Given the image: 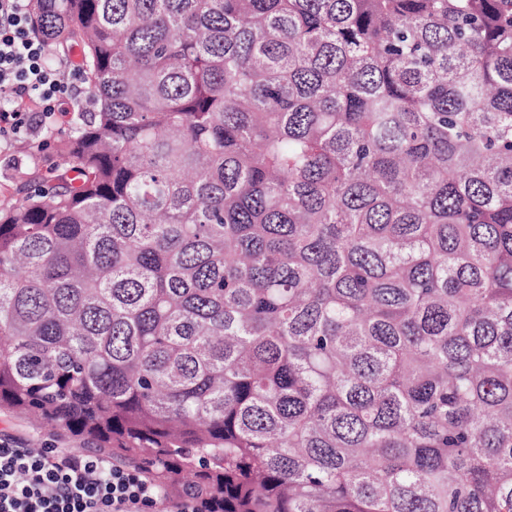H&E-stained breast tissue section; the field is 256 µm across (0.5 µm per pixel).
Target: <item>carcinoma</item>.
Returning <instances> with one entry per match:
<instances>
[{
    "label": "carcinoma",
    "instance_id": "obj_1",
    "mask_svg": "<svg viewBox=\"0 0 512 512\" xmlns=\"http://www.w3.org/2000/svg\"><path fill=\"white\" fill-rule=\"evenodd\" d=\"M93 109L0 212V407L201 512H512V0H33Z\"/></svg>",
    "mask_w": 512,
    "mask_h": 512
}]
</instances>
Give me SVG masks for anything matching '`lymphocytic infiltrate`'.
Segmentation results:
<instances>
[{"instance_id": "lymphocytic-infiltrate-1", "label": "lymphocytic infiltrate", "mask_w": 512, "mask_h": 512, "mask_svg": "<svg viewBox=\"0 0 512 512\" xmlns=\"http://www.w3.org/2000/svg\"><path fill=\"white\" fill-rule=\"evenodd\" d=\"M31 0H0V141L51 128L70 96L66 65L48 66ZM0 512H198L170 501L143 472L97 454L36 453L0 442Z\"/></svg>"}]
</instances>
